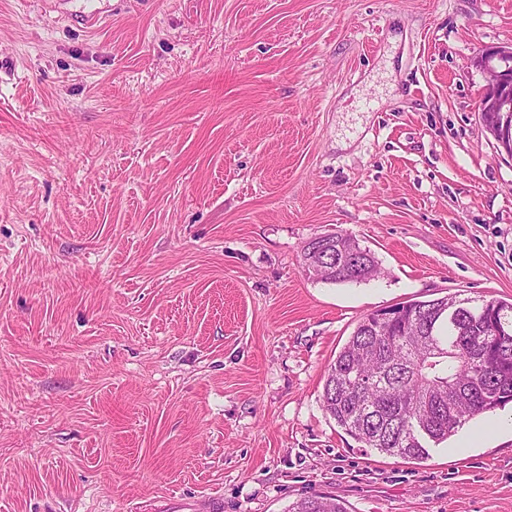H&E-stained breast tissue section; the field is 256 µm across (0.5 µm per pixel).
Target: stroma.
I'll return each mask as SVG.
<instances>
[{
	"mask_svg": "<svg viewBox=\"0 0 512 512\" xmlns=\"http://www.w3.org/2000/svg\"><path fill=\"white\" fill-rule=\"evenodd\" d=\"M510 45L512 0H0V512H512L511 403L421 461L323 407L368 313L512 299ZM474 64L482 70L488 85L479 106L481 122L498 148L512 159V47L483 52ZM318 244L329 252V263L319 279L334 282H362L378 274L371 251L362 248L350 236L338 238L336 233L318 237ZM287 512H348L345 504L331 496L312 495L288 506Z\"/></svg>",
	"mask_w": 512,
	"mask_h": 512,
	"instance_id": "35a3bbf8",
	"label": "stroma"
}]
</instances>
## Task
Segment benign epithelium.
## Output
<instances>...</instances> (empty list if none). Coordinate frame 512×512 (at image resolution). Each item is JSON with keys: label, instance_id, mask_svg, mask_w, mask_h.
<instances>
[{"label": "benign epithelium", "instance_id": "7a95c632", "mask_svg": "<svg viewBox=\"0 0 512 512\" xmlns=\"http://www.w3.org/2000/svg\"><path fill=\"white\" fill-rule=\"evenodd\" d=\"M487 79L488 92L480 106L483 127L512 158V47H500L474 59Z\"/></svg>", "mask_w": 512, "mask_h": 512}]
</instances>
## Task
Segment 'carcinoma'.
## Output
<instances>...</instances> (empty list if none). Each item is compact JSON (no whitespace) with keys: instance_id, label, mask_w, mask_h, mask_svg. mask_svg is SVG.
Returning a JSON list of instances; mask_svg holds the SVG:
<instances>
[{"instance_id":"1","label":"carcinoma","mask_w":512,"mask_h":512,"mask_svg":"<svg viewBox=\"0 0 512 512\" xmlns=\"http://www.w3.org/2000/svg\"><path fill=\"white\" fill-rule=\"evenodd\" d=\"M329 252L320 276L362 282L378 274L371 251L351 237H319ZM405 315L358 324L328 369L326 412L366 448L404 460L428 457L468 419L512 402V303L441 297L399 304ZM287 512H347L312 495Z\"/></svg>"}]
</instances>
